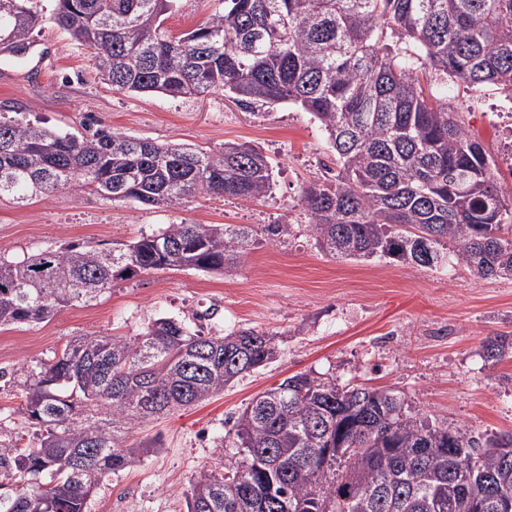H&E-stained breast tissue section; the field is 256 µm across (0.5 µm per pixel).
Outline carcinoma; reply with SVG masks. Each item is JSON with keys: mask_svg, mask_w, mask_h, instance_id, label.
I'll return each instance as SVG.
<instances>
[{"mask_svg": "<svg viewBox=\"0 0 512 512\" xmlns=\"http://www.w3.org/2000/svg\"><path fill=\"white\" fill-rule=\"evenodd\" d=\"M177 0H0V48H30L52 24L91 50L112 89L174 98L218 91L247 109L292 104L323 131L334 167L303 187L316 248L336 258L434 266L440 247L480 278H512V196L448 104L444 84L512 95V0H224L177 38ZM274 170L254 146L217 150L97 129L76 136L0 120V197L91 190L179 209L258 199ZM245 224H170L110 248L69 244L0 256V328L86 304L150 270L222 272L244 257ZM273 335L192 333L161 317L136 336L86 335L25 381L23 435L0 441V512H87L97 486L140 462L141 422L195 405L273 362ZM233 427L242 460L202 472L187 512H500L512 432L436 427L385 389L299 373L259 393ZM325 448H364L360 457Z\"/></svg>", "mask_w": 512, "mask_h": 512, "instance_id": "cac0c4a2", "label": "carcinoma"}]
</instances>
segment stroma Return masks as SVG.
<instances>
[{
    "label": "stroma",
    "mask_w": 512,
    "mask_h": 512,
    "mask_svg": "<svg viewBox=\"0 0 512 512\" xmlns=\"http://www.w3.org/2000/svg\"><path fill=\"white\" fill-rule=\"evenodd\" d=\"M222 0H179L166 18L172 35L204 24ZM21 59L0 52V116L45 122L61 132L117 130L158 142L216 149L256 145L274 165L271 194L257 200L192 199L179 209L148 208L86 191L19 204L0 198V255L20 259L43 248L129 241L169 224H250L248 255L228 272L158 270L112 287L87 305L0 331V437L24 426L28 371L86 333L134 336L159 317L189 330L242 329L276 335L277 361L238 378L207 401L143 422L135 441L156 452L107 477L88 512H186L185 493L214 462H239L231 419L284 378L308 373L340 386L389 390L408 414L467 436L512 432V352L488 358L487 339L512 340V279L482 280L457 264L452 249L435 267L388 258L336 260L319 252L302 187L320 177L332 154L313 118L293 105L243 110L223 93L203 99L112 90L88 48L67 32L35 30ZM448 99L468 132L499 164L501 191L512 169L501 158L512 133L497 114L504 93L449 84ZM289 219L282 238L263 234Z\"/></svg>",
    "instance_id": "stroma-1"
}]
</instances>
